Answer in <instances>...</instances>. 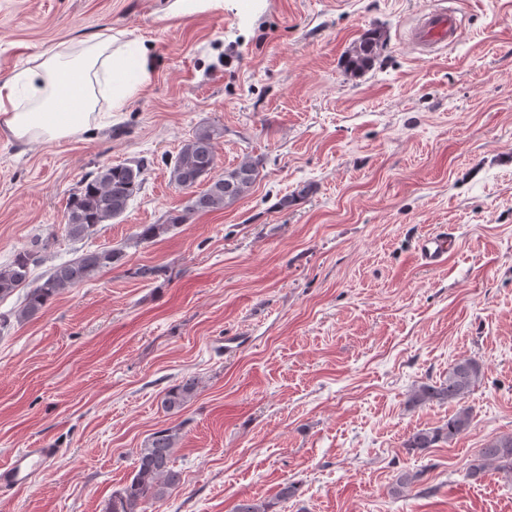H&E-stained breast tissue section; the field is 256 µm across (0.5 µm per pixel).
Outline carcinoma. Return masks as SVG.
<instances>
[{
	"mask_svg": "<svg viewBox=\"0 0 512 512\" xmlns=\"http://www.w3.org/2000/svg\"><path fill=\"white\" fill-rule=\"evenodd\" d=\"M383 47V37L374 33L354 44L346 55V70L356 75L372 66ZM223 131L216 126L198 129L170 160L171 181L180 189L189 190L201 184L206 188L194 194L185 209L169 218L165 224H142L134 236V244L150 242L170 228L186 223L200 213L223 210L247 196L259 176L258 163L244 158L237 166L215 174L216 140ZM142 165L137 163L109 164L88 174L79 190L72 193L66 204L65 232L72 240H82L95 228L125 213L129 201L140 189ZM44 244L36 239L31 246L17 252L7 267L0 268V300L21 287L27 288L15 318L22 322L40 314L62 292L89 282L97 275L120 264L124 254L119 249L103 248L86 251L75 259L51 269L35 286H29L31 267L42 261ZM484 376L483 363L476 358L462 357L448 366V377L435 385L424 384L413 390L409 403L413 406L438 402L456 407L448 422L435 429L411 433L404 442L410 451L423 452L442 440H450L465 432L474 415L463 404L476 383ZM198 380L184 379L168 389L162 400L166 410L180 411L197 394ZM179 436L174 428L159 429L151 434L140 449L135 470L129 481L112 492L106 512H146L145 505L166 497L182 480L174 469L173 453ZM492 470L512 481V433L489 439L474 454L467 468V478L478 482ZM274 504L244 499L232 512H273Z\"/></svg>",
	"mask_w": 512,
	"mask_h": 512,
	"instance_id": "cac0c4a2",
	"label": "carcinoma"
}]
</instances>
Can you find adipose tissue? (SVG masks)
<instances>
[{
	"label": "adipose tissue",
	"mask_w": 512,
	"mask_h": 512,
	"mask_svg": "<svg viewBox=\"0 0 512 512\" xmlns=\"http://www.w3.org/2000/svg\"><path fill=\"white\" fill-rule=\"evenodd\" d=\"M149 49L138 38L104 32L88 45L38 55L0 81V125L21 141L53 142L104 121L100 96L122 109L149 79Z\"/></svg>",
	"instance_id": "obj_1"
}]
</instances>
